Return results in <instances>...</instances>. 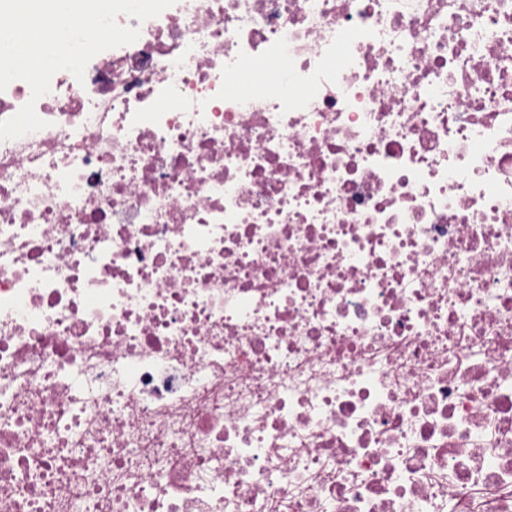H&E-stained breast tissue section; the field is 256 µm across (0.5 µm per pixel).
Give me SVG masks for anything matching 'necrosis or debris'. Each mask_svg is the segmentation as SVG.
I'll return each mask as SVG.
<instances>
[{"label":"necrosis or debris","instance_id":"1","mask_svg":"<svg viewBox=\"0 0 512 512\" xmlns=\"http://www.w3.org/2000/svg\"><path fill=\"white\" fill-rule=\"evenodd\" d=\"M117 22L0 92V512H512V0Z\"/></svg>","mask_w":512,"mask_h":512}]
</instances>
